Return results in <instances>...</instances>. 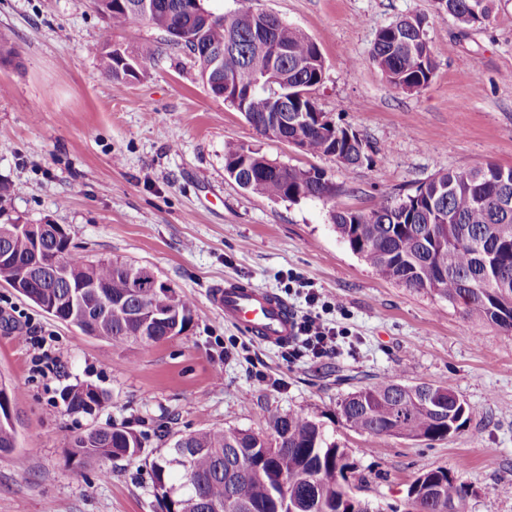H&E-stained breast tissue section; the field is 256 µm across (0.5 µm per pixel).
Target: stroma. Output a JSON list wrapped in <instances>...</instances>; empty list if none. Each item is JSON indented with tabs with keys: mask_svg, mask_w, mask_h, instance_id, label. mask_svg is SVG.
<instances>
[{
	"mask_svg": "<svg viewBox=\"0 0 512 512\" xmlns=\"http://www.w3.org/2000/svg\"><path fill=\"white\" fill-rule=\"evenodd\" d=\"M260 9L320 48L325 77L312 96L358 134L365 158L346 169L262 135L204 87L188 54L151 25L110 31L92 0H0V39L20 58L0 63V224H60L91 259L150 268L194 302L186 331L147 350L82 335L0 283V383L12 389L17 447L0 454V512H162L150 464L180 436L216 426L269 433L273 414L304 413L344 448L354 495L407 512L412 480L445 467L466 484V512H512V339L432 289L386 280L352 252L330 210L367 211L412 193L437 170L487 162L512 167V0L489 25L463 31L434 0H259ZM427 16L437 64L416 92L392 87L370 51L380 29ZM148 47L139 78L114 79L107 42ZM316 167L336 186L327 199H268L224 168L229 147ZM297 273L340 299L347 336L333 358H292L225 322L211 295L236 278L308 310L289 291ZM53 360L36 365L33 338ZM383 377L451 383L468 411L438 441L373 437L340 414L351 392ZM106 394L93 413L64 392ZM114 426L137 434V459L77 466L73 436Z\"/></svg>",
	"mask_w": 512,
	"mask_h": 512,
	"instance_id": "obj_1",
	"label": "stroma"
}]
</instances>
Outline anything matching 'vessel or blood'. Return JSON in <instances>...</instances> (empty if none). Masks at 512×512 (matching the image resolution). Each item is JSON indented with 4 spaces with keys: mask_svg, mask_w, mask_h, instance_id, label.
I'll use <instances>...</instances> for the list:
<instances>
[{
    "mask_svg": "<svg viewBox=\"0 0 512 512\" xmlns=\"http://www.w3.org/2000/svg\"><path fill=\"white\" fill-rule=\"evenodd\" d=\"M212 302L223 311L225 321L261 343L280 345L295 333L294 318L286 301L269 291L228 279L213 292Z\"/></svg>",
    "mask_w": 512,
    "mask_h": 512,
    "instance_id": "vessel-or-blood-1",
    "label": "vessel or blood"
}]
</instances>
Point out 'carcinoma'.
<instances>
[{"instance_id":"1","label":"carcinoma","mask_w":512,"mask_h":512,"mask_svg":"<svg viewBox=\"0 0 512 512\" xmlns=\"http://www.w3.org/2000/svg\"><path fill=\"white\" fill-rule=\"evenodd\" d=\"M183 0H112L103 13L109 27L147 23L172 34L183 32L176 44L186 49L204 75L209 61L196 54V45L227 49L224 69L232 72L241 89L258 75L274 72L276 79L242 96L235 109L261 134L290 140L312 156H331L347 166L357 165L362 140L335 122H300L315 112L313 99L298 97L301 86L313 88L325 76V60L315 42L299 30L270 15L278 42L288 56L276 55L266 22L256 0H236L237 7L203 27L186 12ZM438 15L461 29H477L491 22L494 0H434ZM427 17L402 18L381 29L371 58L394 87L418 91L426 86L436 61L426 39ZM150 50L135 55L106 44L105 72L120 78L119 59H145ZM276 161L257 149L231 147L225 170L242 188L271 199L298 201L336 194L335 184L317 168L288 167L281 174L269 168ZM512 169L494 163L467 171L440 169L403 198L381 196L367 212L332 210L331 223L350 249L383 278L416 290L433 289L478 319L512 337ZM13 262L0 264V281L11 283L20 267L30 263L31 251L23 238L0 237V248ZM68 279L59 280L44 268L24 290L34 303L41 297L60 302L80 284L96 279L106 296L125 301V315L98 328L97 338L119 347H148L173 337V326L148 320L143 309L152 303L149 289L130 288L128 263L107 259L90 261L69 252ZM172 299L180 313L179 330L193 319V301L178 293ZM103 394L91 385L68 390L64 399L75 412H90ZM350 428L371 436H404L442 440L456 432L467 414L464 403L449 384L403 385L389 378L362 387L341 403ZM272 433L220 427L176 439L152 461L153 485L163 512H284L279 501V478L288 476V504L296 512H368L346 490L344 449L328 440L321 427L304 413L269 417ZM140 441L129 430L114 426L92 428L74 437L70 455L79 464H104L117 456L134 457ZM468 496L464 483L445 467L418 476L408 491V512H461Z\"/></svg>"}]
</instances>
